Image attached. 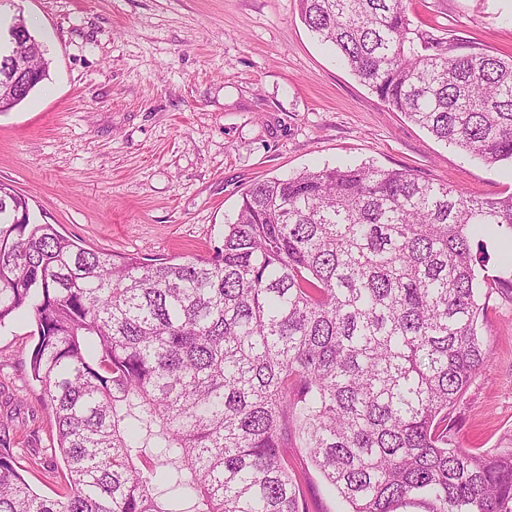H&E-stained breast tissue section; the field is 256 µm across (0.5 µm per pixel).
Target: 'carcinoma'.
<instances>
[{
    "instance_id": "1",
    "label": "carcinoma",
    "mask_w": 512,
    "mask_h": 512,
    "mask_svg": "<svg viewBox=\"0 0 512 512\" xmlns=\"http://www.w3.org/2000/svg\"><path fill=\"white\" fill-rule=\"evenodd\" d=\"M302 21L390 108L487 165L512 161V56L455 54L409 0H298ZM48 75L42 44L14 15ZM0 112L31 90L2 88ZM477 198L371 164L256 182L209 257L87 248L0 182V326L38 330L32 377L68 490L30 489L0 428V512H311L298 440L347 512H512V446H457L452 412L489 359ZM161 460L145 468L147 449ZM167 486L170 498L156 495Z\"/></svg>"
}]
</instances>
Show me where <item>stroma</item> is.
Wrapping results in <instances>:
<instances>
[{"label":"stroma","instance_id":"35a3bbf8","mask_svg":"<svg viewBox=\"0 0 512 512\" xmlns=\"http://www.w3.org/2000/svg\"><path fill=\"white\" fill-rule=\"evenodd\" d=\"M49 76L0 112V182L34 219L111 254L207 256L252 183L371 162L481 198L512 194L482 164L382 103L320 44L297 0H15ZM414 24L458 54L512 56V0H413ZM36 327L0 328V421L49 448L54 418L29 376ZM489 361L454 410L455 441L512 434V295L493 293Z\"/></svg>","mask_w":512,"mask_h":512}]
</instances>
